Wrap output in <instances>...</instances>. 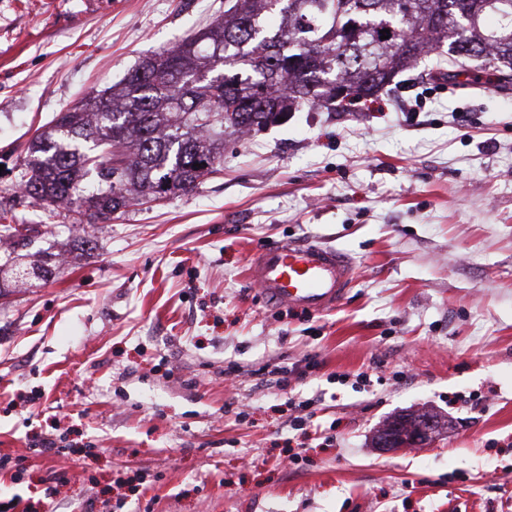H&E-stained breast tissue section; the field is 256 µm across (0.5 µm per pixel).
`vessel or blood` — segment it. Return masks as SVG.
<instances>
[{
	"label": "vessel or blood",
	"mask_w": 512,
	"mask_h": 512,
	"mask_svg": "<svg viewBox=\"0 0 512 512\" xmlns=\"http://www.w3.org/2000/svg\"><path fill=\"white\" fill-rule=\"evenodd\" d=\"M355 274L352 259L312 243H269L249 260L247 278L267 304L322 313L340 306Z\"/></svg>",
	"instance_id": "vessel-or-blood-1"
}]
</instances>
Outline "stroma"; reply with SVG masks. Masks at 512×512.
I'll use <instances>...</instances> for the list:
<instances>
[{"label":"stroma","instance_id":"35a3bbf8","mask_svg":"<svg viewBox=\"0 0 512 512\" xmlns=\"http://www.w3.org/2000/svg\"><path fill=\"white\" fill-rule=\"evenodd\" d=\"M223 15L0 0V218L36 227L0 258L53 271L0 279V456L27 467L0 472V498L61 472L58 512H512V88L431 78L429 58L356 111L225 137L195 189L103 223L19 192L37 130ZM295 240L353 259L337 310L271 307L249 284L255 250ZM307 356L287 389H255ZM308 398L333 443L293 463ZM422 408L446 423L432 446L374 447ZM51 430L67 455L35 451Z\"/></svg>","mask_w":512,"mask_h":512}]
</instances>
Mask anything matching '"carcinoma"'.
Returning a JSON list of instances; mask_svg holds the SVG:
<instances>
[{"instance_id": "1", "label": "carcinoma", "mask_w": 512, "mask_h": 512, "mask_svg": "<svg viewBox=\"0 0 512 512\" xmlns=\"http://www.w3.org/2000/svg\"><path fill=\"white\" fill-rule=\"evenodd\" d=\"M229 2L223 20L143 60L120 86L37 133L21 192L72 204L90 174L86 210L109 220L219 171L225 130L247 134L314 106L345 111L445 42L448 59L436 60V76L512 84V0H413L408 19L390 16L391 0ZM467 56L485 68L466 71L457 58Z\"/></svg>"}]
</instances>
